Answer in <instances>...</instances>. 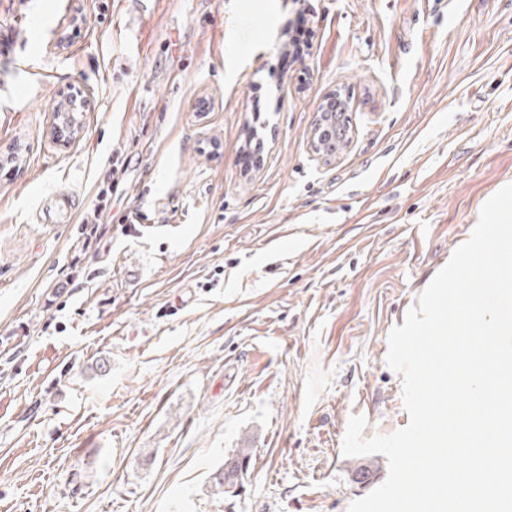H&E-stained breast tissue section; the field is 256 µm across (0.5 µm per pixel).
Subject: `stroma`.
<instances>
[{
	"mask_svg": "<svg viewBox=\"0 0 512 512\" xmlns=\"http://www.w3.org/2000/svg\"><path fill=\"white\" fill-rule=\"evenodd\" d=\"M0 27V512H348L388 476L350 417L409 422L389 334L512 184V0H0ZM334 91L353 143L322 162ZM111 163L112 172L108 174L106 180L100 183L96 193V204L93 209L87 212L81 222L82 224H93V227L90 228L89 232H87V226H84L85 232L82 234H86V236L77 245L78 250L82 253L92 250L94 246H96L95 252L97 251L98 245L101 241V237H99L97 233L99 224H112V209L110 208L109 202L112 199L113 192L116 193L120 185L119 180L114 177L119 171L118 154L112 156ZM252 449L249 448V443H244L240 448H235L232 456L228 457L222 467L212 473L209 488L213 496L224 499V495L233 492L232 488H236L238 482L235 479L230 482L224 481V468L229 464L228 470L231 473L233 467L231 463L235 462L236 466L233 467L235 474L240 470L246 474L252 457ZM239 465L242 466L241 469H239Z\"/></svg>",
	"mask_w": 512,
	"mask_h": 512,
	"instance_id": "stroma-1",
	"label": "stroma"
}]
</instances>
